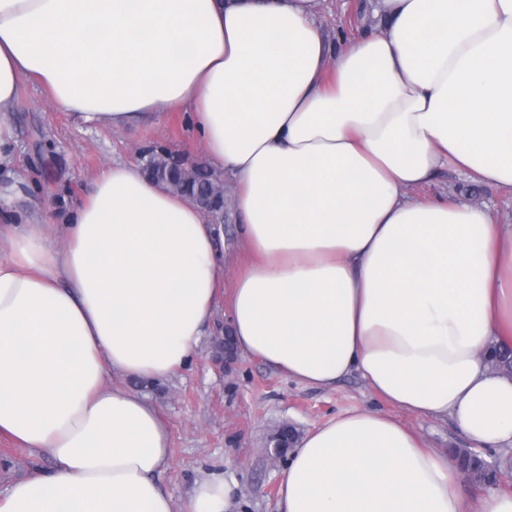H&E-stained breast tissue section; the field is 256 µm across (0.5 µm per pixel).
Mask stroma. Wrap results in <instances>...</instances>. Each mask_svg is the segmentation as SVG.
Instances as JSON below:
<instances>
[{
	"mask_svg": "<svg viewBox=\"0 0 512 512\" xmlns=\"http://www.w3.org/2000/svg\"><path fill=\"white\" fill-rule=\"evenodd\" d=\"M316 17L333 43L380 29L379 0H318ZM18 134L15 176L0 173V215L17 210L46 220L51 233L62 230L61 209L81 204L99 173L112 160L138 162L135 147L165 146L176 157L205 162L206 155L184 113H170L160 124L127 130L77 124L53 107L43 87L26 84L15 105ZM414 197L441 196L489 207L501 223L512 224V195L440 170ZM238 219L225 211L217 227V247L224 259V281L232 283L247 254L239 240ZM225 304H218L212 327L194 361L169 379L137 382L136 387L167 419L171 429V460L158 475L170 495L173 512H185L195 480L223 475L230 488V512H277L279 483L285 460L267 454L272 430L288 426L303 438L337 413L367 408L403 420L430 447L445 451L469 447V440L446 415L416 417L389 405L354 375L335 388L305 387L288 380L259 359L236 356L225 364L218 342L223 335ZM0 493L9 482L51 466L48 456L0 438Z\"/></svg>",
	"mask_w": 512,
	"mask_h": 512,
	"instance_id": "stroma-1",
	"label": "stroma"
}]
</instances>
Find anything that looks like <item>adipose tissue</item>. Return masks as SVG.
<instances>
[{
  "label": "adipose tissue",
  "mask_w": 512,
  "mask_h": 512,
  "mask_svg": "<svg viewBox=\"0 0 512 512\" xmlns=\"http://www.w3.org/2000/svg\"><path fill=\"white\" fill-rule=\"evenodd\" d=\"M336 48L315 0H0V171L24 81L87 125L189 118L236 184L252 260L224 284L216 228L115 161L49 241L0 225V437L53 461L0 512H172L170 428L135 380L196 356L220 299L239 353L312 387L358 375L388 404L512 447V225L411 198L444 168L512 192V0H380ZM117 385H109V378ZM512 512L401 420L350 409L310 431L280 512ZM223 476L186 512H229Z\"/></svg>",
  "instance_id": "obj_1"
}]
</instances>
